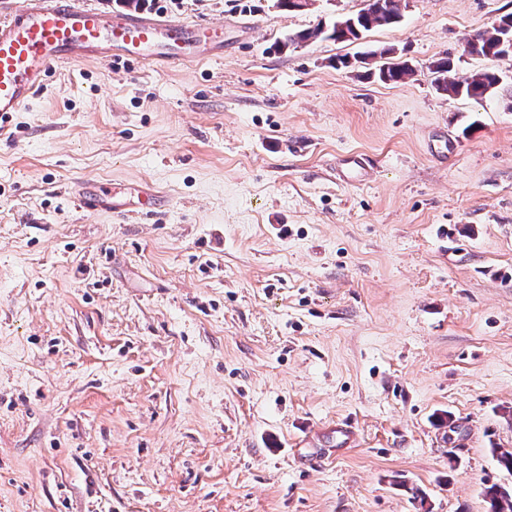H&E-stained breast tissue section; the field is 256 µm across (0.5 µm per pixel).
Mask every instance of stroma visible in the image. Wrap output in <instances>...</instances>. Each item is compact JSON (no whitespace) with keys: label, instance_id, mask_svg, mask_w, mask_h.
Segmentation results:
<instances>
[{"label":"stroma","instance_id":"stroma-1","mask_svg":"<svg viewBox=\"0 0 512 512\" xmlns=\"http://www.w3.org/2000/svg\"><path fill=\"white\" fill-rule=\"evenodd\" d=\"M134 2L223 23L224 55L71 59L8 124L0 512H417L415 488L489 512L512 486V58L464 47L512 0H403L301 46L366 0ZM384 48L412 74L376 79ZM445 56L502 81L442 93ZM348 152L362 183L336 178ZM84 180L154 182L166 214L79 210ZM373 1L368 5V13L361 16V22L357 21V24L364 31H369L372 28L387 26L395 24L399 21L401 17V2L402 0H368ZM347 17H343L337 19L336 22L332 24L330 28L327 29L326 32H322L323 26L321 24L317 25L312 29H307L305 31L300 32L296 35L301 39L310 40L316 38L319 33H322L321 37H325L326 34L331 33L333 40H339L340 37L344 34L343 31L337 34L336 31L339 28H342V24H347V31L353 35V39H357L358 36L353 32V30L360 36L361 31L358 29L356 24V16H350L348 20ZM350 25V26H348ZM353 29V30H352ZM327 36V35H326ZM490 512H512V491L503 486L492 485L485 491Z\"/></svg>","mask_w":512,"mask_h":512}]
</instances>
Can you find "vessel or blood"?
Segmentation results:
<instances>
[{
	"label": "vessel or blood",
	"mask_w": 512,
	"mask_h": 512,
	"mask_svg": "<svg viewBox=\"0 0 512 512\" xmlns=\"http://www.w3.org/2000/svg\"><path fill=\"white\" fill-rule=\"evenodd\" d=\"M223 49L220 25L153 13L105 14L85 0H19L0 20V133L5 130L4 120L39 94L54 66L73 57L168 65L208 59ZM76 200L85 211L123 218L153 214L166 204L165 196L148 181L129 195L121 188L87 180Z\"/></svg>",
	"instance_id": "1"
}]
</instances>
